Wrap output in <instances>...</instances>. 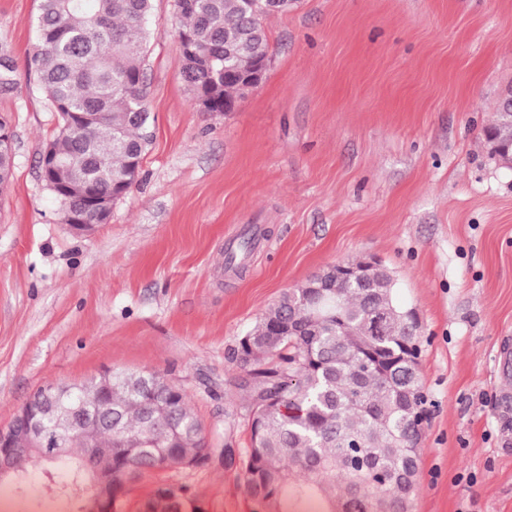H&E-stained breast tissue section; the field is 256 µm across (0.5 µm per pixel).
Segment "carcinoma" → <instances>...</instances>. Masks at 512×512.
Wrapping results in <instances>:
<instances>
[{
	"mask_svg": "<svg viewBox=\"0 0 512 512\" xmlns=\"http://www.w3.org/2000/svg\"><path fill=\"white\" fill-rule=\"evenodd\" d=\"M151 0H40L39 44L31 55L40 90L59 134L47 148L57 165L41 177L63 210L89 224L99 220L89 197L109 199L112 182L141 162L150 125L144 76ZM181 77L193 101L234 104L242 95L224 67L247 69L269 55L263 19L245 0H177ZM0 93L15 88V65L0 47ZM512 142L501 112L485 140ZM333 303L317 309L309 283L284 292L238 339L230 357L248 392L251 446L243 460L246 492L269 512L315 504L319 512H401L419 475L418 426L426 417L418 378V337L406 335L405 307L389 272L364 284L338 282ZM383 333L374 332L378 312ZM300 318L288 330V315ZM372 371L363 373L367 363ZM64 409L94 415L112 408V426L96 446L112 449L94 465L112 469L117 485L132 484L138 467L184 468L205 451L202 425L183 389L155 372L112 370L101 399L98 377L67 386ZM89 482L83 456L57 495L81 505ZM187 488L159 489L149 512H179Z\"/></svg>",
	"mask_w": 512,
	"mask_h": 512,
	"instance_id": "cac0c4a2",
	"label": "carcinoma"
}]
</instances>
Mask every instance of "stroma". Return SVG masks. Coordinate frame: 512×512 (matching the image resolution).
Masks as SVG:
<instances>
[{
    "instance_id": "1",
    "label": "stroma",
    "mask_w": 512,
    "mask_h": 512,
    "mask_svg": "<svg viewBox=\"0 0 512 512\" xmlns=\"http://www.w3.org/2000/svg\"><path fill=\"white\" fill-rule=\"evenodd\" d=\"M266 18L270 59L232 111L181 79L175 0H152L145 80L154 137L106 224L72 231L39 158L53 112L27 60L39 0H0L15 88L0 114L15 166L0 191V429L38 388L102 368L165 374L211 460L147 473L183 512H266L245 490L250 403L229 350L288 289L376 257L420 322L427 419L411 512H512V166L484 130L512 92V0H293ZM257 246L227 268L244 233ZM236 451L224 459L225 446ZM67 458L0 482V512H75Z\"/></svg>"
}]
</instances>
